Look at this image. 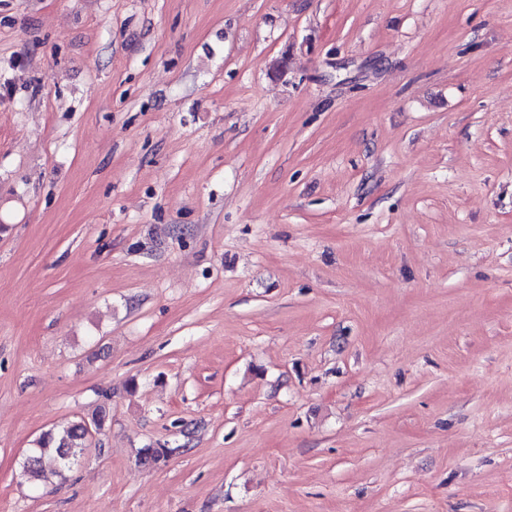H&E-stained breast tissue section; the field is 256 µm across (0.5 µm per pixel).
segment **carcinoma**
I'll return each instance as SVG.
<instances>
[{
    "instance_id": "1",
    "label": "carcinoma",
    "mask_w": 512,
    "mask_h": 512,
    "mask_svg": "<svg viewBox=\"0 0 512 512\" xmlns=\"http://www.w3.org/2000/svg\"><path fill=\"white\" fill-rule=\"evenodd\" d=\"M106 418L105 407L101 406L90 419H80L55 432H46L38 441V446L24 456L22 470L25 475L42 481L62 478L70 470V463L80 456L89 440L88 427H101ZM173 449L143 448L139 461L143 465H155L168 458Z\"/></svg>"
}]
</instances>
